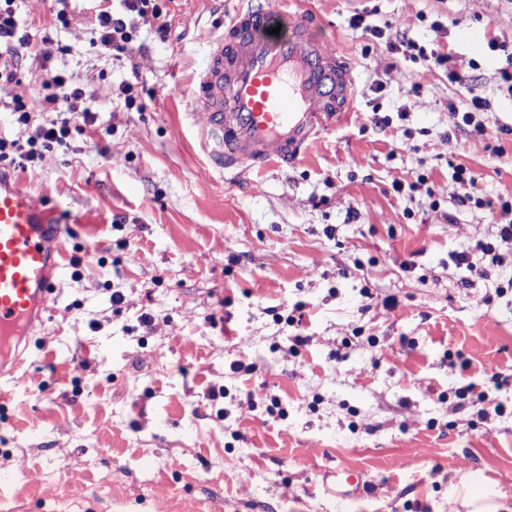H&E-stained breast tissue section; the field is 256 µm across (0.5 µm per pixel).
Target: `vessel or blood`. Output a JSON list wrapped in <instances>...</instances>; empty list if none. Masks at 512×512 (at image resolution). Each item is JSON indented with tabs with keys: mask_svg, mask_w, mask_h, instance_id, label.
I'll return each mask as SVG.
<instances>
[{
	"mask_svg": "<svg viewBox=\"0 0 512 512\" xmlns=\"http://www.w3.org/2000/svg\"><path fill=\"white\" fill-rule=\"evenodd\" d=\"M323 42L318 16L306 8L268 0L236 9L212 42L193 93L203 111L197 145L209 170L236 178L291 165L348 112L351 63ZM63 235L55 210L0 174V379L23 368L21 344L49 310L63 268ZM334 476L339 498L364 486L352 469Z\"/></svg>",
	"mask_w": 512,
	"mask_h": 512,
	"instance_id": "b4317fda",
	"label": "vessel or blood"
}]
</instances>
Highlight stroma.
<instances>
[{"mask_svg": "<svg viewBox=\"0 0 512 512\" xmlns=\"http://www.w3.org/2000/svg\"><path fill=\"white\" fill-rule=\"evenodd\" d=\"M305 2L353 65L350 110L296 165L229 180L205 170L188 110L239 0H161L166 40L140 24L124 58L90 51L99 0H69L64 26L50 0H18L52 38L25 83L72 75L97 120L17 176L67 224L68 258L0 402L16 512H512V246L495 234L512 0ZM357 14L449 70L391 53ZM457 164L477 179L463 206ZM340 464L366 481L343 502Z\"/></svg>", "mask_w": 512, "mask_h": 512, "instance_id": "1", "label": "stroma"}]
</instances>
